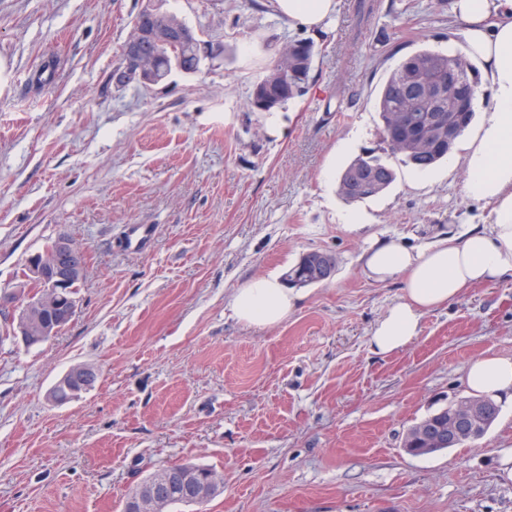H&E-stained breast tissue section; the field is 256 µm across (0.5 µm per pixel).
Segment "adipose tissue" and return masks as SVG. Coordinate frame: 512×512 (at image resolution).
<instances>
[{
  "mask_svg": "<svg viewBox=\"0 0 512 512\" xmlns=\"http://www.w3.org/2000/svg\"><path fill=\"white\" fill-rule=\"evenodd\" d=\"M277 12L311 33L323 31L336 0H274ZM453 12L464 24L465 53L482 66L492 86L493 105L463 158L467 198L491 204L487 227H468L430 244L409 248L382 241L360 260L368 278L384 283L402 278V297L378 319L368 337L373 352L392 354L418 338L424 315L448 305L466 289L512 274V0H454ZM301 300L273 276H258L238 288L231 310L250 326L284 321ZM466 379L478 394L512 392V356L486 355L470 362Z\"/></svg>",
  "mask_w": 512,
  "mask_h": 512,
  "instance_id": "1",
  "label": "adipose tissue"
}]
</instances>
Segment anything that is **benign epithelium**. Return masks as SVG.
Wrapping results in <instances>:
<instances>
[{"label":"benign epithelium","instance_id":"benign-epithelium-1","mask_svg":"<svg viewBox=\"0 0 512 512\" xmlns=\"http://www.w3.org/2000/svg\"><path fill=\"white\" fill-rule=\"evenodd\" d=\"M139 36L129 41L124 48L128 62V74L139 77L144 82L154 80V74H144L138 68L143 59V47L147 40L161 36L173 44L184 41L185 35L165 30L163 13L159 11L157 0H146L140 10ZM436 106L442 107L448 98L462 103L459 95L458 77L448 74L431 85ZM305 262L310 264L319 277L328 275L331 269L329 256L320 251L307 255ZM84 273V253L68 236L59 235L45 251L32 255L27 263V275L19 282L12 300L21 303L18 322L19 339L26 348L44 344L58 334L76 314L77 293L75 283ZM47 306L52 310L51 321L33 328L23 320L33 308ZM58 385L69 391L72 397L87 391L91 386L89 372L76 369L67 372ZM488 414L487 405L471 399H461L437 413L431 414L414 425L409 433L406 450L413 455H429L458 446L464 439H478L484 433V420ZM180 487L184 500L198 502L211 499L220 492L221 483L210 478L198 483L191 474L182 469L162 467L150 474L138 487L129 500L127 512H169L170 492Z\"/></svg>","mask_w":512,"mask_h":512}]
</instances>
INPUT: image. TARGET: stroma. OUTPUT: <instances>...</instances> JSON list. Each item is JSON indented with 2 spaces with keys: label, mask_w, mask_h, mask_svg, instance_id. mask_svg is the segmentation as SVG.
I'll list each match as a JSON object with an SVG mask.
<instances>
[{
  "label": "stroma",
  "mask_w": 512,
  "mask_h": 512,
  "mask_svg": "<svg viewBox=\"0 0 512 512\" xmlns=\"http://www.w3.org/2000/svg\"><path fill=\"white\" fill-rule=\"evenodd\" d=\"M338 0L314 38L307 92L270 112L254 84L303 30L272 0H166L200 42L196 71L125 77L142 0H0V293L59 234L85 252L73 320L50 342L0 343V512H121L158 468L223 473L210 503L171 512H512V399L479 440L428 456L408 429L469 397L468 364L512 355V276L429 311L417 340L371 351L403 294L367 279L374 241L418 246L490 221L464 164L359 202L338 178L379 147L378 92L420 49L460 51L452 0ZM55 61L53 82L30 81ZM359 226L346 222L348 215ZM132 224L151 226L128 249ZM319 250L327 280L275 326L231 314L238 288ZM96 375L65 404L70 369Z\"/></svg>",
  "instance_id": "obj_1"
}]
</instances>
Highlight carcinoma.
<instances>
[{"label":"carcinoma","instance_id":"carcinoma-1","mask_svg":"<svg viewBox=\"0 0 512 512\" xmlns=\"http://www.w3.org/2000/svg\"><path fill=\"white\" fill-rule=\"evenodd\" d=\"M149 61L145 66L164 76L171 58L168 46L147 43ZM182 66L188 70L198 67L200 56L198 45L188 42L181 50ZM314 57V42L309 39H294L280 51L268 74L262 79L266 86L276 85L272 93L277 105L282 106L303 95L308 83ZM459 68L462 83V96L469 104V110L458 112L452 107L445 108L444 118L461 136L470 126L481 100L478 72L460 52L448 53L422 49L405 57L390 73L381 87L377 110L381 125L380 140L390 154L402 156V162L424 171L448 157V147L438 144V135L432 128L425 130L417 139H408L399 132L402 124L410 119L419 125L429 122L434 115L435 103L425 92V85L432 78L448 75L452 65ZM290 78L281 85L279 81ZM394 180L393 170L381 156L365 152L355 157L342 172L339 194L349 202H358L373 197L387 189Z\"/></svg>","mask_w":512,"mask_h":512}]
</instances>
